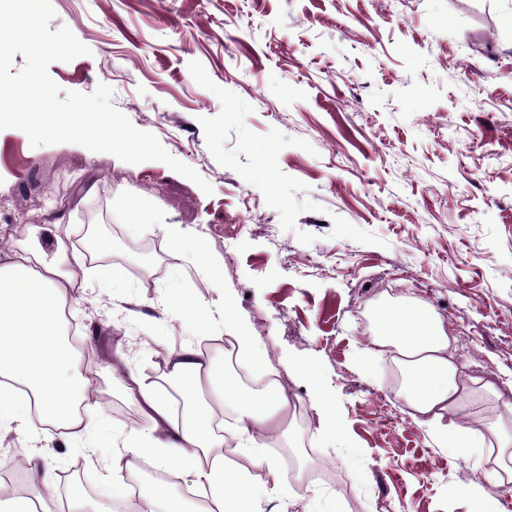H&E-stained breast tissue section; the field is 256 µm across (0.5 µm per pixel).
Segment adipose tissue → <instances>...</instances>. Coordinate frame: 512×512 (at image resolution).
I'll return each mask as SVG.
<instances>
[{
	"mask_svg": "<svg viewBox=\"0 0 512 512\" xmlns=\"http://www.w3.org/2000/svg\"><path fill=\"white\" fill-rule=\"evenodd\" d=\"M111 249V241L100 238L91 255L64 253L59 261L46 262L21 246L0 264V426L26 424L34 412L45 439L77 435L84 437L85 450L93 451L98 417L80 412L90 381L74 368L62 312L70 293L86 286L71 266ZM372 315L376 326L366 353L389 355L399 368V394L410 416L426 427L430 446L455 448L481 463L493 460L490 479L511 483L512 398L463 372L451 336L428 305L411 298L382 300ZM163 366L159 385L131 373L122 376L124 395L139 407L145 425L126 434L105 477L113 493H120L136 462L149 461L163 471L192 475V495L173 498L160 481L151 489L149 510L134 503L129 512H261V499H289L275 460L263 452L270 437L282 439L290 431L292 402L282 383L272 382L261 395L247 390L193 340L168 352ZM174 392L184 400L179 416L172 411ZM482 399L498 404L499 413L470 422L467 408ZM227 408L235 415L240 464L227 460V440L216 421L217 411ZM255 470L266 471L265 484H254Z\"/></svg>",
	"mask_w": 512,
	"mask_h": 512,
	"instance_id": "adipose-tissue-1",
	"label": "adipose tissue"
}]
</instances>
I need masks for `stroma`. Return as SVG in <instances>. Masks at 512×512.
Here are the masks:
<instances>
[{
	"label": "stroma",
	"mask_w": 512,
	"mask_h": 512,
	"mask_svg": "<svg viewBox=\"0 0 512 512\" xmlns=\"http://www.w3.org/2000/svg\"><path fill=\"white\" fill-rule=\"evenodd\" d=\"M51 4L50 29L70 28L89 49L52 63L51 78L84 94L110 86L137 129L212 187L158 161L35 147L0 130V197L13 202L0 210V241L28 225L26 245L48 261L84 250L89 224L113 243L111 288L67 300L89 408L128 424L136 408L119 374L155 383L186 340L221 348L219 326L181 318L184 303L220 294L269 365L294 369L288 383L312 425L276 459L309 472L332 464L311 486L321 512H466L461 491L474 485L512 512L486 468L429 448L393 392L390 361L360 359L374 302L411 296L440 316L469 372L512 388V0ZM135 201L153 202L157 219L130 223ZM166 224L196 239L201 258L170 262ZM19 448L57 486L52 512L78 495L110 512L111 449L0 430L11 498L31 497L35 482L5 465Z\"/></svg>",
	"instance_id": "obj_1"
}]
</instances>
